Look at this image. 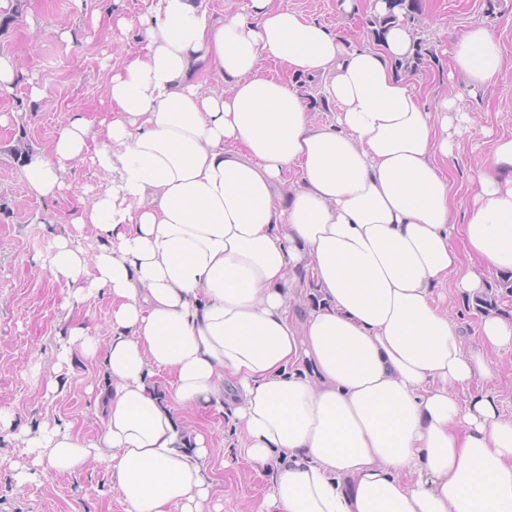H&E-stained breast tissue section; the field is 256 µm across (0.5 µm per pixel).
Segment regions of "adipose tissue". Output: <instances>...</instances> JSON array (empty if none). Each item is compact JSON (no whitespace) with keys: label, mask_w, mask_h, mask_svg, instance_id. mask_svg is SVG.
Segmentation results:
<instances>
[{"label":"adipose tissue","mask_w":512,"mask_h":512,"mask_svg":"<svg viewBox=\"0 0 512 512\" xmlns=\"http://www.w3.org/2000/svg\"><path fill=\"white\" fill-rule=\"evenodd\" d=\"M146 3L143 52L105 105L21 169L48 204L73 161L112 176L33 258L71 301L107 296L112 322L102 343L68 327L56 354L96 372L95 437L43 423L34 465L104 469L125 512H211L213 433L173 408H227L269 475L256 512H512V415L486 389L512 319L482 317L468 347L451 311L512 272V137L452 223L442 164L471 120L448 97L428 111L395 73L408 27L354 47L275 0L219 23L204 0ZM451 57L475 88L503 66L480 23ZM316 98L331 121H313Z\"/></svg>","instance_id":"ef3b65f1"}]
</instances>
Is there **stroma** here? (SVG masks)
Masks as SVG:
<instances>
[{
  "mask_svg": "<svg viewBox=\"0 0 512 512\" xmlns=\"http://www.w3.org/2000/svg\"><path fill=\"white\" fill-rule=\"evenodd\" d=\"M341 0H282L351 45L370 41L368 9L345 14ZM425 46L428 53L418 73V89L428 110L442 98L455 99L471 120L461 148L444 165L455 192L453 223L464 221L473 182L486 165L492 141L512 136V0H424ZM144 10L143 0H25L10 26L0 30V53L14 57L17 74L12 92L0 94V408L9 410L14 430L37 433L54 419L73 424L81 435L93 436L99 426L100 405L86 392L92 367L74 358L65 371L67 386L54 402L44 399L45 384L55 375V352L65 325L81 323L94 336L112 332L106 297L76 306L65 302L66 291L42 276L32 262L61 232L69 206L89 189L109 185L108 173L75 164L66 174V200L56 205L39 201L21 178V165L9 154L19 138L31 150L49 148L67 116L93 112L106 98L112 68L118 60L140 52L138 30L119 31L118 18ZM482 23L499 36L506 64L497 79L471 93L462 75H451L450 36L454 30ZM42 95L32 98L31 86ZM187 425L203 420L215 424L210 466L215 484L211 500L221 512H250L266 489L260 471L231 455L237 436L226 418L207 411H183ZM28 448L8 436L0 437V512H124L109 474L90 465L73 473H50L36 481L18 483L21 468L32 466Z\"/></svg>",
  "mask_w": 512,
  "mask_h": 512,
  "instance_id": "35a3bbf8",
  "label": "stroma"
}]
</instances>
